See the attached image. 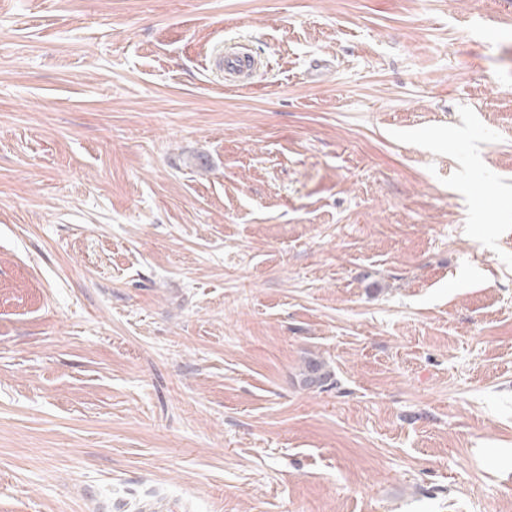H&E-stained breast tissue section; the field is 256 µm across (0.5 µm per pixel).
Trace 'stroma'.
<instances>
[{
    "label": "stroma",
    "instance_id": "1",
    "mask_svg": "<svg viewBox=\"0 0 512 512\" xmlns=\"http://www.w3.org/2000/svg\"><path fill=\"white\" fill-rule=\"evenodd\" d=\"M0 512H512V0H0Z\"/></svg>",
    "mask_w": 512,
    "mask_h": 512
}]
</instances>
